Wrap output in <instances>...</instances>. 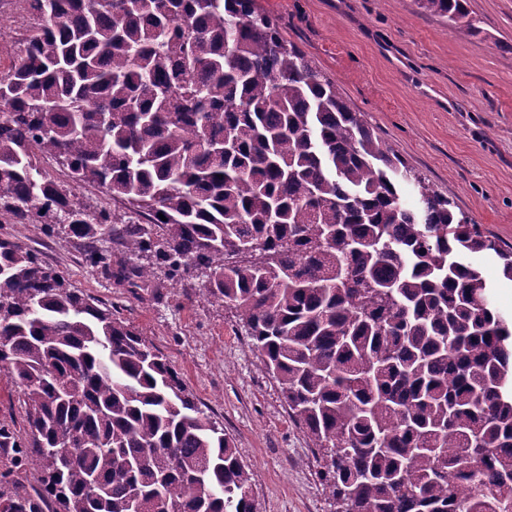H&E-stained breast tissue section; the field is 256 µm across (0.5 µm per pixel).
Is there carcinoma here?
I'll return each mask as SVG.
<instances>
[{
    "instance_id": "obj_1",
    "label": "carcinoma",
    "mask_w": 512,
    "mask_h": 512,
    "mask_svg": "<svg viewBox=\"0 0 512 512\" xmlns=\"http://www.w3.org/2000/svg\"><path fill=\"white\" fill-rule=\"evenodd\" d=\"M415 4L479 34L468 0ZM16 5L34 23L0 76V220L66 232L129 288L208 272L346 512H512V322L462 260L493 251L512 279V252L255 0ZM84 184L148 223L75 203ZM2 379L25 426L0 420V512H257L253 474L163 355L0 229Z\"/></svg>"
}]
</instances>
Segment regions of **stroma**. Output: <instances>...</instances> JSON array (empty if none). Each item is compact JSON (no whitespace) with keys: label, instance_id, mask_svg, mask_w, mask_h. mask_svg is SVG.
<instances>
[{"label":"stroma","instance_id":"1","mask_svg":"<svg viewBox=\"0 0 512 512\" xmlns=\"http://www.w3.org/2000/svg\"><path fill=\"white\" fill-rule=\"evenodd\" d=\"M282 36L426 185L484 235L512 246V0H469L480 29L464 39L413 0H256ZM9 232L71 284L109 304L178 373L252 473L257 512H334L321 463L288 413L235 314L203 294L204 277L130 290L87 267L65 234ZM494 307L512 317V280L492 252L472 254Z\"/></svg>","mask_w":512,"mask_h":512}]
</instances>
